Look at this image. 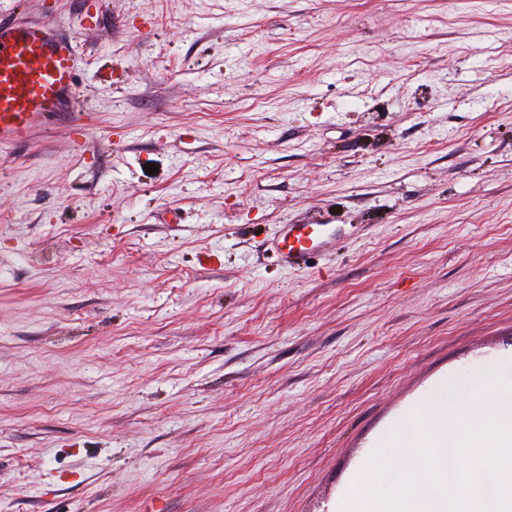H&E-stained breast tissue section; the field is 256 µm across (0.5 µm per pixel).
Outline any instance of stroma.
Segmentation results:
<instances>
[{
	"label": "stroma",
	"instance_id": "stroma-1",
	"mask_svg": "<svg viewBox=\"0 0 512 512\" xmlns=\"http://www.w3.org/2000/svg\"><path fill=\"white\" fill-rule=\"evenodd\" d=\"M0 15L75 37L86 114L0 147V512H335L512 388V0ZM329 224H287L279 236L278 251L288 267L301 269L315 252L327 251L333 234Z\"/></svg>",
	"mask_w": 512,
	"mask_h": 512
}]
</instances>
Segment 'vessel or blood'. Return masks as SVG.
<instances>
[{
  "mask_svg": "<svg viewBox=\"0 0 512 512\" xmlns=\"http://www.w3.org/2000/svg\"><path fill=\"white\" fill-rule=\"evenodd\" d=\"M79 54L73 37L44 22L0 18V145L27 141L56 117L71 116ZM333 235L325 224H287L278 251L292 268L326 251Z\"/></svg>",
  "mask_w": 512,
  "mask_h": 512,
  "instance_id": "obj_1",
  "label": "vessel or blood"
}]
</instances>
